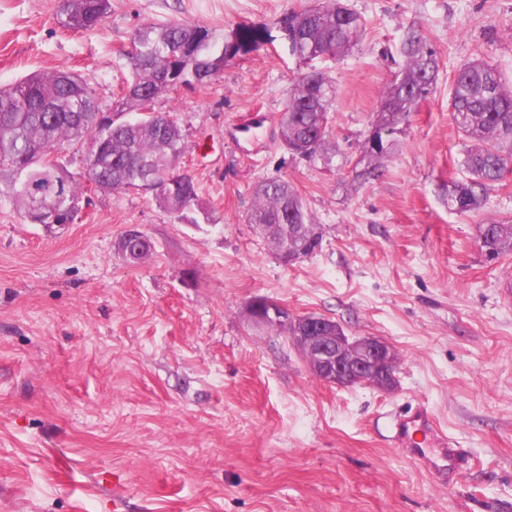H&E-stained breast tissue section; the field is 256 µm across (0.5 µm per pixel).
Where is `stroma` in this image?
<instances>
[{
    "mask_svg": "<svg viewBox=\"0 0 512 512\" xmlns=\"http://www.w3.org/2000/svg\"><path fill=\"white\" fill-rule=\"evenodd\" d=\"M321 2L111 0L100 26L77 32L61 0H0V86L89 73L108 111L141 26L274 31L287 10ZM345 2L364 25L348 56L301 61L275 35L210 84L157 99L198 187L182 217L148 193L92 191L75 224L48 228L0 195V512H512V253L486 260L477 235L512 219V171L480 211L441 199L467 177L453 76L482 59L512 83V0ZM413 31L437 79L377 177L358 179ZM311 70L336 84L327 164L281 145L284 102ZM272 178L298 192L321 237L291 264L247 221L255 185ZM130 225L153 245L137 263L117 248ZM256 296L388 342L395 389L314 377L285 331L249 321ZM418 403L469 459L453 489L386 439Z\"/></svg>",
    "mask_w": 512,
    "mask_h": 512,
    "instance_id": "1",
    "label": "stroma"
}]
</instances>
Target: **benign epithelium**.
Masks as SVG:
<instances>
[{
	"instance_id": "1",
	"label": "benign epithelium",
	"mask_w": 512,
	"mask_h": 512,
	"mask_svg": "<svg viewBox=\"0 0 512 512\" xmlns=\"http://www.w3.org/2000/svg\"><path fill=\"white\" fill-rule=\"evenodd\" d=\"M253 322L265 325L271 321L294 326L305 324L306 335L291 336L300 350L303 360L321 381L337 387H353L370 384L383 390L395 387L397 363L395 350L384 340L367 336L352 339L347 335L333 336L328 333L324 316L301 319L288 314L281 305L255 301L248 308Z\"/></svg>"
}]
</instances>
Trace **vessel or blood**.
<instances>
[{
  "label": "vessel or blood",
  "instance_id": "1",
  "mask_svg": "<svg viewBox=\"0 0 512 512\" xmlns=\"http://www.w3.org/2000/svg\"><path fill=\"white\" fill-rule=\"evenodd\" d=\"M389 439L439 474L456 480L464 471L462 449L448 440L427 405L420 404L394 416L389 424Z\"/></svg>",
  "mask_w": 512,
  "mask_h": 512
}]
</instances>
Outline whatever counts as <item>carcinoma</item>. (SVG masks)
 I'll return each mask as SVG.
<instances>
[{
  "label": "carcinoma",
  "mask_w": 512,
  "mask_h": 512,
  "mask_svg": "<svg viewBox=\"0 0 512 512\" xmlns=\"http://www.w3.org/2000/svg\"><path fill=\"white\" fill-rule=\"evenodd\" d=\"M110 10V0H63L60 14L64 27L85 31L101 24ZM276 25L291 54L302 60L347 54L363 33L360 15L344 0L288 10ZM269 38L267 30L248 25L222 38L201 22L143 25L128 52L131 80L121 88L110 118L99 108L94 79L88 74L34 73L0 87V171L9 172L8 197L20 217L27 219L50 207L60 222L73 224L94 181L104 191L146 187L160 208L181 216L198 200L194 179L178 168L187 142L177 120L152 111V103L178 86L209 84L228 60L260 49ZM402 51L405 66L384 88L374 125L384 138H369L364 144L365 153L378 161L389 156L394 146L389 136L429 93L438 73L437 59L419 35L409 34ZM335 98L336 86L328 75L311 71L299 77L280 116L285 150L309 162L326 159ZM450 106L455 126L469 143L462 160L468 178L448 184L443 198L452 211L476 212L486 203L488 187L512 168V85L488 62L471 61L454 74ZM88 144L99 146V151L84 172H72L64 161L32 167L45 148L65 152ZM248 222L277 226L269 243L275 250L287 249L296 260L319 246L311 215L285 180L256 187ZM478 238L487 255L512 253V222L481 224ZM119 248L136 263L152 244L144 234L132 243L122 235Z\"/></svg>",
  "instance_id": "cac0c4a2"
}]
</instances>
